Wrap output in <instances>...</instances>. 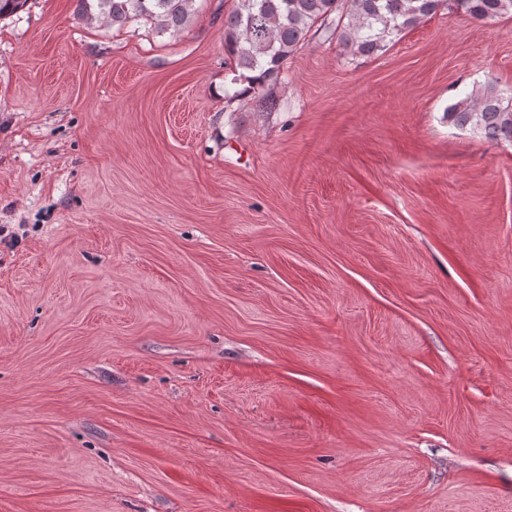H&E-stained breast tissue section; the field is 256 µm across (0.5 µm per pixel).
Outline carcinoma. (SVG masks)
Segmentation results:
<instances>
[{"label":"carcinoma","mask_w":512,"mask_h":512,"mask_svg":"<svg viewBox=\"0 0 512 512\" xmlns=\"http://www.w3.org/2000/svg\"><path fill=\"white\" fill-rule=\"evenodd\" d=\"M196 0H77V13L92 24L125 26L146 21L157 33L178 35L191 24ZM441 10L493 21L512 16V0H233L224 15V52L246 92L263 106L266 91L297 50L320 34L341 51L369 57ZM448 122L470 127L492 141L512 143V97L493 83L475 86L448 106Z\"/></svg>","instance_id":"obj_1"}]
</instances>
